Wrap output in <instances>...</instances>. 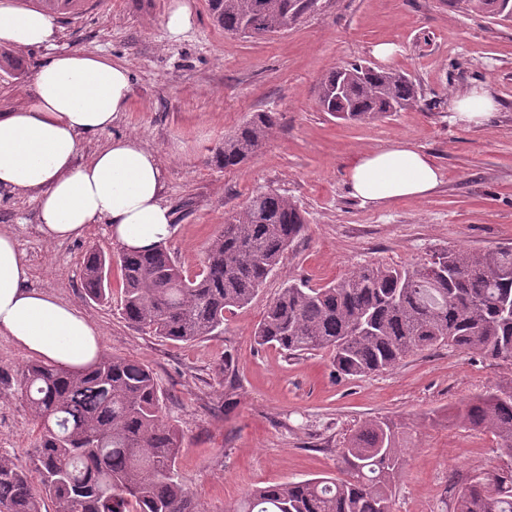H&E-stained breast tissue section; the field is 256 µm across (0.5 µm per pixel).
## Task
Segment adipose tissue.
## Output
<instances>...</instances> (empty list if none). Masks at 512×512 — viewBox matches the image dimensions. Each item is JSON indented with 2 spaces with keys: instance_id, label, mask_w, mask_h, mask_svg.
<instances>
[{
  "instance_id": "ef3b65f1",
  "label": "adipose tissue",
  "mask_w": 512,
  "mask_h": 512,
  "mask_svg": "<svg viewBox=\"0 0 512 512\" xmlns=\"http://www.w3.org/2000/svg\"><path fill=\"white\" fill-rule=\"evenodd\" d=\"M59 42L51 16L0 0V44L46 52L31 102L0 113V188L34 193L41 230L50 240H69L88 225L105 224L124 248L167 244L175 228L161 196L165 171L136 137L114 131L130 105L129 69ZM496 107L483 84L450 102L455 121L467 127L481 125ZM104 133L110 136L106 147L78 162L82 137ZM442 178L409 141L360 154L348 165L352 195L370 205L429 195ZM0 336L70 371L84 370L102 353L100 333L84 314L29 285L25 260L7 230H0Z\"/></svg>"
}]
</instances>
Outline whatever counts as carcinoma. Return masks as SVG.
<instances>
[{
    "mask_svg": "<svg viewBox=\"0 0 512 512\" xmlns=\"http://www.w3.org/2000/svg\"><path fill=\"white\" fill-rule=\"evenodd\" d=\"M84 0H32L49 14L80 13ZM318 0H208L213 22L235 35H273L313 12ZM467 12L512 21V0H456ZM401 70L350 62L321 82L318 102L330 116L365 123L420 103ZM276 113L255 112L224 135L212 162L248 163L264 147ZM306 230L288 197L261 192L226 218L202 267L183 269L165 246L149 252L91 250L83 285L93 301L110 297L109 271H121V310L133 327L191 344L224 333L226 314L247 306L284 253ZM255 338L289 355L328 351L336 372L366 376L412 353L456 347L512 360V245L492 250L443 248L404 267L365 264L340 280L280 288ZM17 394L39 432L31 469L0 456V512H202L179 472L182 435L163 416L164 394L143 362L101 354L72 373L35 361L16 374ZM457 419L492 433L512 460V381L463 404ZM341 477L258 487L230 512H393L390 488L403 468L397 424L362 423L342 451ZM39 476L40 489L30 481ZM456 512H512V467L461 487Z\"/></svg>",
    "mask_w": 512,
    "mask_h": 512,
    "instance_id": "cac0c4a2",
    "label": "carcinoma"
}]
</instances>
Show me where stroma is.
<instances>
[{
  "instance_id": "1",
  "label": "stroma",
  "mask_w": 512,
  "mask_h": 512,
  "mask_svg": "<svg viewBox=\"0 0 512 512\" xmlns=\"http://www.w3.org/2000/svg\"><path fill=\"white\" fill-rule=\"evenodd\" d=\"M191 26L170 38L171 0H87L58 19L62 45L124 64L128 112L115 130L156 152L162 196L176 231L167 247L196 271L226 217L259 191L292 199L308 220L278 269L224 333L177 345L129 325L118 301L86 298L90 248L118 251L104 224L51 242L31 195L0 189V229L13 231L31 287L70 303L99 329L105 353L149 365L167 400L164 415L183 435L179 472L206 512H229L256 486L338 473V452L371 418L397 423L405 463L393 484L394 512H454L461 484L508 464L489 432L460 424L457 407L512 380V361L440 347L386 371L337 376L328 352L289 357L257 345L254 331L289 280L320 287L366 263L402 266L442 247L490 250L512 243V23L460 11L454 0H319L275 36L231 35L215 26L207 0H187ZM391 42L390 65L419 86L423 104L368 123L336 120L319 108L323 77L372 60ZM42 54L17 53L0 72V112L28 104ZM486 84L500 108L484 126L453 122L450 99ZM256 112L278 122L259 154L233 170L214 149ZM411 140L441 168L431 194L374 207L346 184L357 154ZM232 365H225V355ZM37 423L10 387L0 388V454L28 464Z\"/></svg>"
}]
</instances>
